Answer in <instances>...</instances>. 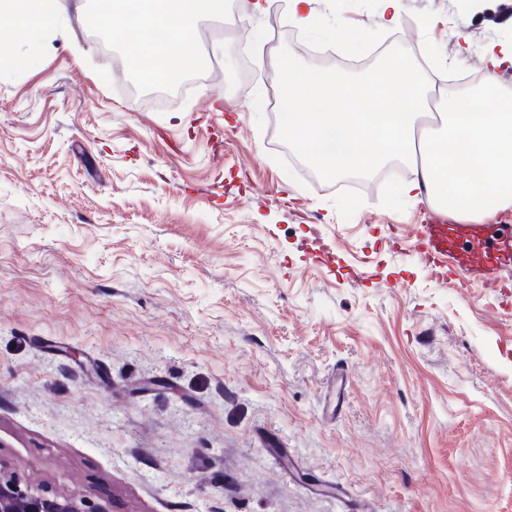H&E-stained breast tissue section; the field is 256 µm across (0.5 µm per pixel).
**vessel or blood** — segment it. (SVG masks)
<instances>
[{"label":"vessel or blood","instance_id":"b4317fda","mask_svg":"<svg viewBox=\"0 0 512 512\" xmlns=\"http://www.w3.org/2000/svg\"><path fill=\"white\" fill-rule=\"evenodd\" d=\"M417 236L422 242L423 260L439 267L447 265L454 251L469 248L475 259L467 271L474 279L485 283L497 281L499 271L512 265V238L490 242L485 227L480 224L452 226L431 213L418 225Z\"/></svg>","mask_w":512,"mask_h":512}]
</instances>
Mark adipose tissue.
Masks as SVG:
<instances>
[{
  "label": "adipose tissue",
  "instance_id": "ef3b65f1",
  "mask_svg": "<svg viewBox=\"0 0 512 512\" xmlns=\"http://www.w3.org/2000/svg\"><path fill=\"white\" fill-rule=\"evenodd\" d=\"M228 0H142L127 13L129 28H163L170 35L156 54L167 78L200 68L195 37L200 21L223 15ZM0 65L21 67L13 53L18 33L31 37L32 52L71 28L65 0H0ZM478 93L438 96V131L420 130L429 87L406 52L383 69L348 81L324 70L295 66L291 57L270 61L280 105L288 109L281 128L285 140L310 164L332 177L372 175L388 161L406 164L413 177L401 184V198L430 204L476 220L512 205V95L499 83L498 70L512 63V50L489 45Z\"/></svg>",
  "mask_w": 512,
  "mask_h": 512
}]
</instances>
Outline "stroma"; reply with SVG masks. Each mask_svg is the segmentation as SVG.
Returning <instances> with one entry per match:
<instances>
[{
	"label": "stroma",
	"mask_w": 512,
	"mask_h": 512,
	"mask_svg": "<svg viewBox=\"0 0 512 512\" xmlns=\"http://www.w3.org/2000/svg\"><path fill=\"white\" fill-rule=\"evenodd\" d=\"M75 23L0 73V466L110 512H512V276L441 280L408 168L355 181L281 135L269 70L158 95ZM443 88L512 46V0H316ZM256 55L379 56L242 13ZM469 52H462L463 44ZM380 14L376 21L378 28L389 29L399 25L402 18V0H379Z\"/></svg>",
	"instance_id": "stroma-1"
}]
</instances>
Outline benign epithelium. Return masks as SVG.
<instances>
[{"label": "benign epithelium", "instance_id": "7a95c632", "mask_svg": "<svg viewBox=\"0 0 512 512\" xmlns=\"http://www.w3.org/2000/svg\"><path fill=\"white\" fill-rule=\"evenodd\" d=\"M0 512H107L70 495L49 494L0 468Z\"/></svg>", "mask_w": 512, "mask_h": 512}]
</instances>
